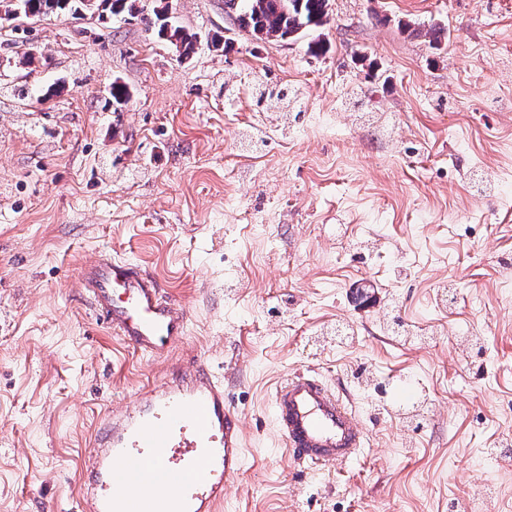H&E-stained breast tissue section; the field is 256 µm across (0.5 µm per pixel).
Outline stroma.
I'll use <instances>...</instances> for the list:
<instances>
[{"label": "stroma", "mask_w": 512, "mask_h": 512, "mask_svg": "<svg viewBox=\"0 0 512 512\" xmlns=\"http://www.w3.org/2000/svg\"><path fill=\"white\" fill-rule=\"evenodd\" d=\"M134 5L0 17V512H79L105 409L195 363L242 416L222 512H512V0H331L317 56L224 0ZM102 251L188 310L168 358L92 314ZM303 369L368 433L346 466L281 445ZM154 16L155 18L151 23L157 28L158 35L161 38L170 43H173V39H175L180 44V51L185 57L195 53L197 43L195 34L188 33L185 28L171 21V17H167L165 11H157ZM159 17H165V19L158 23Z\"/></svg>", "instance_id": "obj_1"}]
</instances>
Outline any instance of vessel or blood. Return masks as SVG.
<instances>
[{
	"label": "vessel or blood",
	"mask_w": 512,
	"mask_h": 512,
	"mask_svg": "<svg viewBox=\"0 0 512 512\" xmlns=\"http://www.w3.org/2000/svg\"><path fill=\"white\" fill-rule=\"evenodd\" d=\"M96 318L135 350L162 359L187 334L186 308L129 261L103 255L84 276ZM289 456L343 465L366 446L356 411L316 374L298 370L273 389ZM245 463L242 421L204 366L175 371L133 404L109 407L83 460L82 512H217Z\"/></svg>",
	"instance_id": "vessel-or-blood-1"
}]
</instances>
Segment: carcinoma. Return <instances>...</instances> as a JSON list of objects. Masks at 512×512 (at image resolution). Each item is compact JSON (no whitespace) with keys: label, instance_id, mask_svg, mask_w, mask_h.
Here are the masks:
<instances>
[{"label":"carcinoma","instance_id":"carcinoma-1","mask_svg":"<svg viewBox=\"0 0 512 512\" xmlns=\"http://www.w3.org/2000/svg\"><path fill=\"white\" fill-rule=\"evenodd\" d=\"M330 0H239V27L258 39H282L285 35L302 36L327 24ZM24 11L38 16L50 13L90 10L85 0H23ZM152 24L158 35L180 44L181 53H195L197 38L170 21L163 11L154 12Z\"/></svg>","mask_w":512,"mask_h":512}]
</instances>
